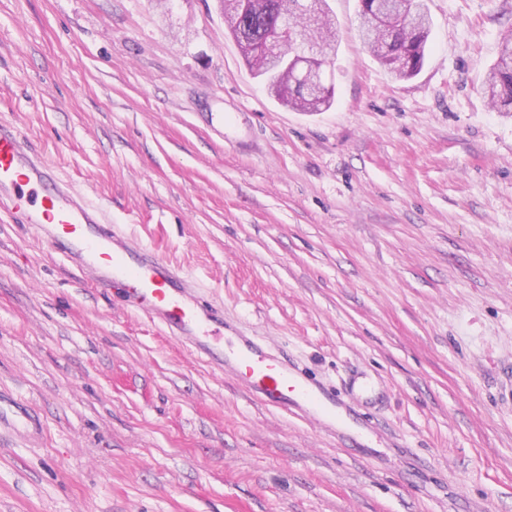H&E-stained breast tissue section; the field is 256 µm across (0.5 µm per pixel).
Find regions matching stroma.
<instances>
[{"mask_svg":"<svg viewBox=\"0 0 512 512\" xmlns=\"http://www.w3.org/2000/svg\"><path fill=\"white\" fill-rule=\"evenodd\" d=\"M336 94L280 103L217 0H0V120L355 431L254 399L0 222V512H512V0H425L393 78L329 0ZM411 1H415L416 6L420 10L426 12V16L424 15L426 25L421 30H418V28L415 26L406 24L404 19L401 22L395 20L393 23H391V31H389V34L392 35L390 46L391 55L387 57L378 55L373 51L369 43H365L368 45L373 56L392 73H394L395 64L400 59V57L406 56L410 66L407 71L402 73L400 78H410L420 71L424 64L426 45L428 40L429 19L431 18L427 8L425 7V4L422 3L423 0ZM395 75L397 76V74ZM483 92L497 112L512 114V30L501 39L499 56L488 73ZM5 429L21 434L31 443L39 442L44 435L43 424L25 400L0 395V431Z\"/></svg>","mask_w":512,"mask_h":512,"instance_id":"35a3bbf8","label":"stroma"}]
</instances>
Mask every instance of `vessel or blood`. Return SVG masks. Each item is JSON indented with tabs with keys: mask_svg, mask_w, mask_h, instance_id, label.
Returning a JSON list of instances; mask_svg holds the SVG:
<instances>
[{
	"mask_svg": "<svg viewBox=\"0 0 512 512\" xmlns=\"http://www.w3.org/2000/svg\"><path fill=\"white\" fill-rule=\"evenodd\" d=\"M0 204L29 225L52 251L93 273L98 287H115L120 302L161 321L175 338L211 353L225 371L241 378L265 405L335 414L336 396L318 386L251 336H228L214 353L212 326L221 310L195 296V285L179 267L145 246L126 244L102 205L84 200L47 165L16 126L0 121ZM29 442L44 427L20 398L0 396V431Z\"/></svg>",
	"mask_w": 512,
	"mask_h": 512,
	"instance_id": "b4317fda",
	"label": "vessel or blood"
}]
</instances>
